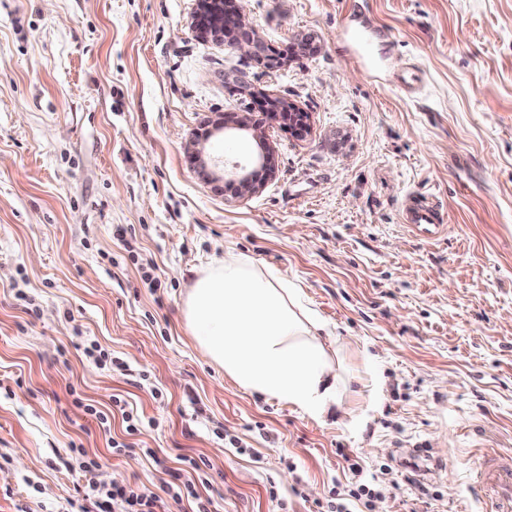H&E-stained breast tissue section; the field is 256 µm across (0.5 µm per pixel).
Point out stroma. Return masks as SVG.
<instances>
[{"mask_svg": "<svg viewBox=\"0 0 512 512\" xmlns=\"http://www.w3.org/2000/svg\"><path fill=\"white\" fill-rule=\"evenodd\" d=\"M244 9L279 67L198 36L196 0H0V512H62L82 475L50 461L75 446L119 486L202 458L212 512H320L357 478L351 461L377 493L355 512H486L474 468L512 456V0ZM344 29L384 56L379 72ZM406 70L417 96L393 86ZM269 97L308 112L309 134L264 118L274 177L216 191L200 167L250 169L262 149L247 129L193 135ZM410 198L439 202L440 241L402 223ZM228 250L301 285L352 340L343 412L308 417L201 357L181 301ZM86 339L130 374L87 360ZM76 396L124 398L145 426L101 427ZM128 440L156 459L113 453Z\"/></svg>", "mask_w": 512, "mask_h": 512, "instance_id": "1", "label": "stroma"}]
</instances>
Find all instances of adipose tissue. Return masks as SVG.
I'll return each mask as SVG.
<instances>
[{
	"mask_svg": "<svg viewBox=\"0 0 512 512\" xmlns=\"http://www.w3.org/2000/svg\"><path fill=\"white\" fill-rule=\"evenodd\" d=\"M181 312L201 353L239 387L313 417L341 408L346 342L325 336L302 288L280 271L226 251L196 272Z\"/></svg>",
	"mask_w": 512,
	"mask_h": 512,
	"instance_id": "obj_1",
	"label": "adipose tissue"
}]
</instances>
